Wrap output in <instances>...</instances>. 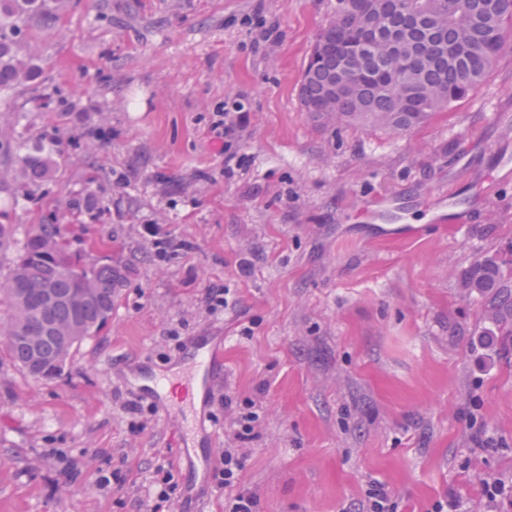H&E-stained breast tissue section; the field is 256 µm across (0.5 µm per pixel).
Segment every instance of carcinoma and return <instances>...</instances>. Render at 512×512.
Listing matches in <instances>:
<instances>
[{"label":"carcinoma","mask_w":512,"mask_h":512,"mask_svg":"<svg viewBox=\"0 0 512 512\" xmlns=\"http://www.w3.org/2000/svg\"><path fill=\"white\" fill-rule=\"evenodd\" d=\"M61 0H0V100L13 101L22 90L37 93L43 68L19 55L20 37L32 22L56 17ZM512 35V0H338L336 13L322 28L308 58L299 89L306 112L318 119L383 126L400 132L433 112L475 93L487 80ZM336 80V97L325 106L327 82ZM26 201L63 164L53 134L14 148ZM13 227L0 224V335L7 358L28 375L51 380L63 371L74 346L111 318L116 288L124 280L112 264L88 263L65 242L64 225L37 224L19 251L9 255ZM93 284V298L67 301ZM55 295L45 299L40 287ZM487 298L484 318L503 336L512 335V274L492 261L475 264L461 284ZM71 331L61 338L49 331Z\"/></svg>","instance_id":"1"}]
</instances>
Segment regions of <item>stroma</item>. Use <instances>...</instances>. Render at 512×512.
Wrapping results in <instances>:
<instances>
[{"mask_svg": "<svg viewBox=\"0 0 512 512\" xmlns=\"http://www.w3.org/2000/svg\"><path fill=\"white\" fill-rule=\"evenodd\" d=\"M336 0H66L22 39L49 78L48 106L0 104V141L56 134L65 163L37 204L0 153V220L24 239L65 225L90 263L126 269L112 317L40 380L0 356V512H224L206 479L187 492L179 426L125 375L163 370L198 336L224 362L207 407L214 453L233 411L255 412L242 489L257 512H362L371 482L395 512L454 493L480 510V480L512 475V336L461 280L512 268V171L464 224L431 225L512 156V52L468 99L392 133L318 121L298 92ZM243 113L224 174L225 113ZM399 200L419 236L383 239L362 207ZM181 242L159 257L145 232ZM229 305L209 311L208 289ZM116 476L121 490L98 485Z\"/></svg>", "mask_w": 512, "mask_h": 512, "instance_id": "obj_1", "label": "stroma"}]
</instances>
